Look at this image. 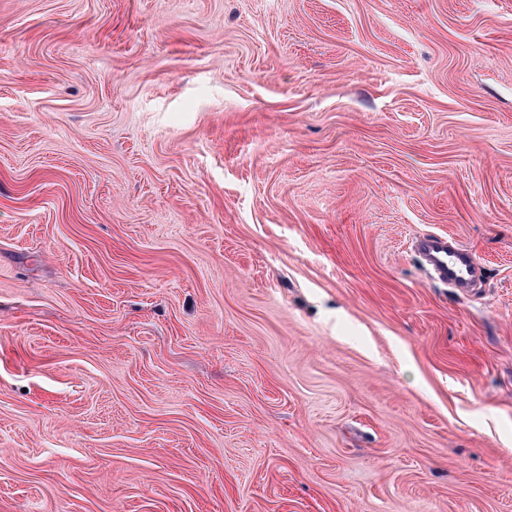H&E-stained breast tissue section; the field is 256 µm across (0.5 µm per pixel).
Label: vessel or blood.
I'll return each instance as SVG.
<instances>
[{"instance_id": "vessel-or-blood-1", "label": "vessel or blood", "mask_w": 512, "mask_h": 512, "mask_svg": "<svg viewBox=\"0 0 512 512\" xmlns=\"http://www.w3.org/2000/svg\"><path fill=\"white\" fill-rule=\"evenodd\" d=\"M415 251L433 277L452 287H471L479 276L480 265L476 258L453 245L447 235L420 236L415 241Z\"/></svg>"}]
</instances>
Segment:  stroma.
Masks as SVG:
<instances>
[{
    "mask_svg": "<svg viewBox=\"0 0 512 512\" xmlns=\"http://www.w3.org/2000/svg\"><path fill=\"white\" fill-rule=\"evenodd\" d=\"M0 512H512V0H0ZM414 246L427 271L453 288H470L479 277L480 265L476 258L453 245L445 234L420 236Z\"/></svg>",
    "mask_w": 512,
    "mask_h": 512,
    "instance_id": "1",
    "label": "stroma"
}]
</instances>
